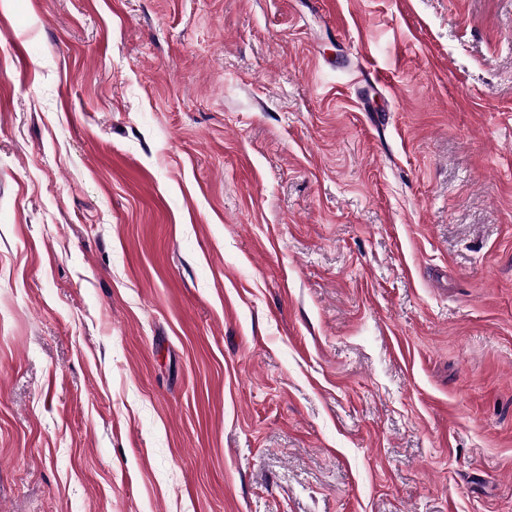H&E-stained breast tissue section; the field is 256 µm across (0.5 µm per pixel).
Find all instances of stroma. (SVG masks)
Wrapping results in <instances>:
<instances>
[{"instance_id":"1","label":"stroma","mask_w":512,"mask_h":512,"mask_svg":"<svg viewBox=\"0 0 512 512\" xmlns=\"http://www.w3.org/2000/svg\"><path fill=\"white\" fill-rule=\"evenodd\" d=\"M0 512H512V0L0 6Z\"/></svg>"}]
</instances>
